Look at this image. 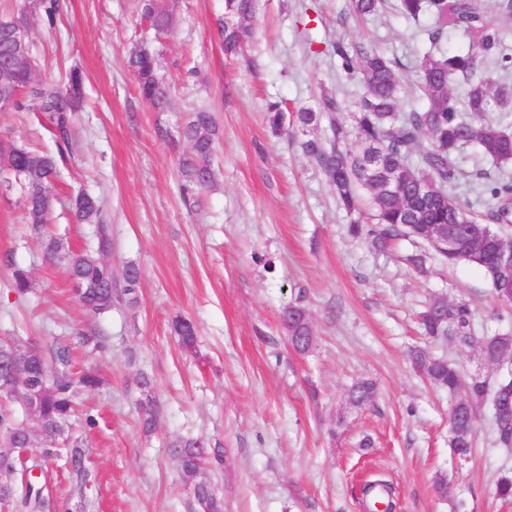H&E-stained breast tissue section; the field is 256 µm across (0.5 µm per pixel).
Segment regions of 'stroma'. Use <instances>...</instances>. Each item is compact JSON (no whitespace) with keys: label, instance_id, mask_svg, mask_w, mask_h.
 Masks as SVG:
<instances>
[{"label":"stroma","instance_id":"stroma-1","mask_svg":"<svg viewBox=\"0 0 512 512\" xmlns=\"http://www.w3.org/2000/svg\"><path fill=\"white\" fill-rule=\"evenodd\" d=\"M169 33L158 36L137 0H62L55 24L29 17L39 82L55 85L79 68L84 102L58 164L61 191L83 188L104 204L114 273L140 269L138 302L101 316L74 298L63 262H47L28 223L19 185L0 189V333L52 343L72 327L112 337L105 356L78 352L109 385L80 393L97 426L70 432L86 447L92 482L85 512H198L168 448L203 438L223 462L211 472L224 512H367L361 486L382 479L393 512H512L495 495L512 472V448L500 447L493 409H477L474 448L457 460L448 445L447 391L430 385L410 351L420 346L463 374L482 371L477 347L430 343L419 316L432 297L468 302L476 335L512 333L475 268L442 264L423 244L398 239L384 250L352 237L332 188L303 155L302 133L273 134L268 102L319 107L322 92L344 99L351 123L359 87L336 77L334 42L372 46L397 58L413 78L421 28L396 12L353 18L348 0H257L251 44L224 53V0H174ZM152 51L170 86V104L142 99L129 65ZM212 113L218 140L212 186L183 193L179 128L191 112ZM43 114L0 111V146L50 150ZM425 257L424 270L410 262ZM31 268L35 288L10 286L14 266ZM302 299L316 348L296 353L280 321ZM197 328L183 351L176 318ZM154 380L163 412L152 435L140 428L139 373ZM373 380V404L356 406L348 389ZM372 447H361L363 438ZM444 479L446 493L435 482Z\"/></svg>","mask_w":512,"mask_h":512}]
</instances>
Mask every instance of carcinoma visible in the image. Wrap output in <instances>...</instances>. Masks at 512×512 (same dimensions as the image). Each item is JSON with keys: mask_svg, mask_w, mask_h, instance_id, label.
Returning a JSON list of instances; mask_svg holds the SVG:
<instances>
[{"mask_svg": "<svg viewBox=\"0 0 512 512\" xmlns=\"http://www.w3.org/2000/svg\"><path fill=\"white\" fill-rule=\"evenodd\" d=\"M34 12L44 13L54 24L60 0H32ZM385 0H350L351 12L359 18L375 17L384 10ZM142 15L157 31L170 28L169 10L162 0H141ZM403 17L416 21L427 15L432 26L424 30L428 48L416 64L413 86L419 105L408 112L400 111L404 92L397 61L376 48L338 42L333 46L339 60L336 76L356 81L361 86L357 102L354 131L336 121L342 111L341 100L331 94L321 95L319 110L302 107L292 113V121L301 130L316 129L323 119L329 121L327 141L313 136L300 143L302 152L325 177L336 195L337 204L350 218V233L367 237L376 247L404 235L406 225L414 228L412 238L423 243L427 224H460L464 228H487L506 240L512 237V100L507 91L512 86L496 82L478 72L480 62L494 60L503 69L512 65V55L504 52V36L512 31V0H496L495 11L489 12L485 0H395L391 5ZM257 10L256 0H224V52L236 55L252 38L251 20ZM27 13L18 12L0 20V69L13 54L12 43L3 30L18 22H26ZM457 34L466 46L448 49V35ZM138 76L141 96L153 107L162 108L168 101L167 89L156 72L152 54L141 51L131 59ZM0 98L11 99L18 111L41 112L49 121L57 153L33 151L11 145L0 148V172L20 179L25 196L28 222L37 234L42 252L49 260L64 261L71 282H78L84 294L78 297L83 309L94 315L112 311L117 303L133 307L140 270L133 264L125 266L122 280L112 274L105 260L111 250L108 227L101 223L99 199L79 190L70 199L76 220L94 226L97 245L94 249H76L63 239L45 231L59 178L57 156L69 146L72 114L83 99V76L77 69L66 74L60 85L42 87L27 75L9 81L0 80ZM270 128L277 133L283 128L286 110L278 103L267 107ZM181 138L189 143V152L179 161L178 172L183 188L204 190L205 178L212 174L211 160L216 141V126L211 113H191L181 128ZM471 146L480 158L493 166L466 170L462 167L464 149ZM406 174L415 182L431 183L432 197H418L409 184L388 185L393 175ZM478 186L476 210L468 200H460L451 190L460 181ZM477 268L490 280L499 303L512 310V299L500 285L512 278V272L496 263L494 248L483 253ZM11 286L18 296L32 292L34 280L30 271L17 266L12 272ZM474 313L462 300L434 298L421 314L422 333L432 339L459 340L468 343L474 334ZM281 323L288 342L299 354H308L315 347V336L307 309L293 303L281 313ZM175 330L186 351L194 348V325L184 319L175 322ZM31 354L19 364L0 360V372L13 375L10 386L0 391V449L19 448L26 440L36 445V454L27 460L18 454L0 452V498L10 512H74L71 499H55L48 486L52 462L65 458L77 491L86 488L90 472L81 442L64 441V449L53 445L63 435L69 419L77 412L80 391H94L105 384L97 370L77 371L74 351L88 349L101 355L112 351V337L101 330H72L70 336L53 341L49 347L29 339ZM479 353L487 358L485 368L511 376L490 388L483 377L467 379L448 361L432 357L423 350L413 353L415 365L438 388L458 396L448 413L449 444L461 459L473 448L475 407L485 401L498 405L512 397V334L498 333L478 337ZM138 386L146 394L142 405V430H155L160 406L150 395L152 379L140 373ZM375 393L374 383L362 379L348 392L349 401L362 406ZM496 442L512 447V417L494 419ZM183 477L196 483V493L206 496L212 486L207 480L209 465L222 459L210 456L207 442L201 438L181 437L169 443ZM35 468L39 478L31 476ZM392 489L383 481L366 484L363 494L373 503H383L390 512Z\"/></svg>", "mask_w": 512, "mask_h": 512, "instance_id": "cac0c4a2", "label": "carcinoma"}]
</instances>
